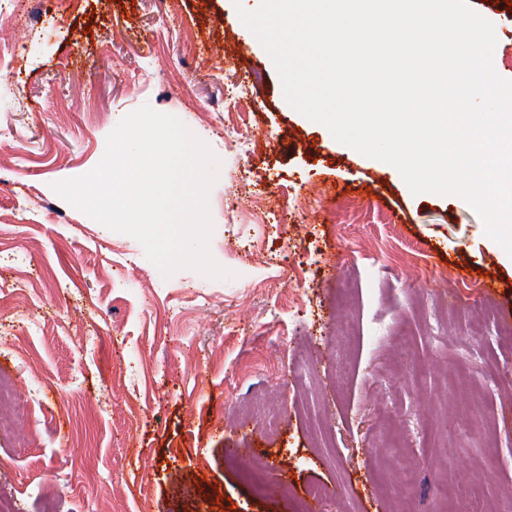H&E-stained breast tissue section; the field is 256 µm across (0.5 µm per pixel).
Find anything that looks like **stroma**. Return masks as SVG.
Masks as SVG:
<instances>
[{
  "mask_svg": "<svg viewBox=\"0 0 512 512\" xmlns=\"http://www.w3.org/2000/svg\"><path fill=\"white\" fill-rule=\"evenodd\" d=\"M467 3L512 80L505 0ZM1 39L0 381L27 389L0 409L15 512H512V257L467 202L412 194L295 111L233 0H12ZM145 104L221 159L210 250L236 279L163 277L52 190ZM315 485L341 494L306 500Z\"/></svg>",
  "mask_w": 512,
  "mask_h": 512,
  "instance_id": "35a3bbf8",
  "label": "stroma"
}]
</instances>
